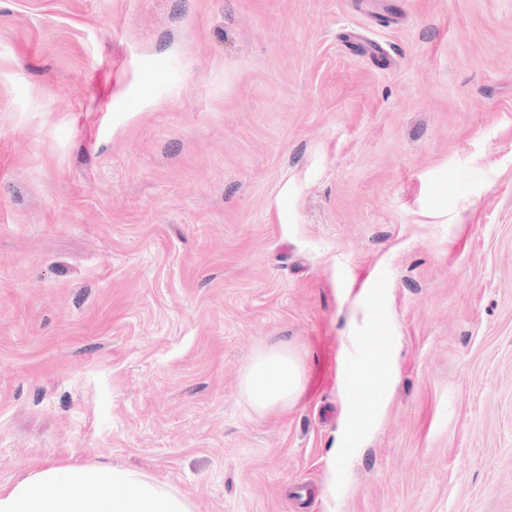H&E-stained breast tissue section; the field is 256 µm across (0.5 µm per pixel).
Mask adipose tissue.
Masks as SVG:
<instances>
[{"instance_id":"1","label":"adipose tissue","mask_w":512,"mask_h":512,"mask_svg":"<svg viewBox=\"0 0 512 512\" xmlns=\"http://www.w3.org/2000/svg\"><path fill=\"white\" fill-rule=\"evenodd\" d=\"M389 355L348 363V384L362 392L383 389L390 376ZM304 368L283 345L256 353L245 369L242 387L260 411L299 400ZM0 512H192L189 500L144 470L120 464L34 466L16 482L0 485Z\"/></svg>"}]
</instances>
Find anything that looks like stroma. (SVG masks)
I'll return each instance as SVG.
<instances>
[{
  "instance_id": "1",
  "label": "stroma",
  "mask_w": 512,
  "mask_h": 512,
  "mask_svg": "<svg viewBox=\"0 0 512 512\" xmlns=\"http://www.w3.org/2000/svg\"><path fill=\"white\" fill-rule=\"evenodd\" d=\"M277 343L304 392L261 413ZM46 461L512 512V0H0V484ZM304 368L288 346L272 345L256 353L245 369L242 387L260 411L294 403L303 391ZM390 356L386 353H380L372 359L354 360L348 363V384L351 390L362 392L373 389L378 390L377 397L372 401L369 409L380 402L379 396L390 376ZM380 410L374 408L371 414L376 415Z\"/></svg>"
}]
</instances>
